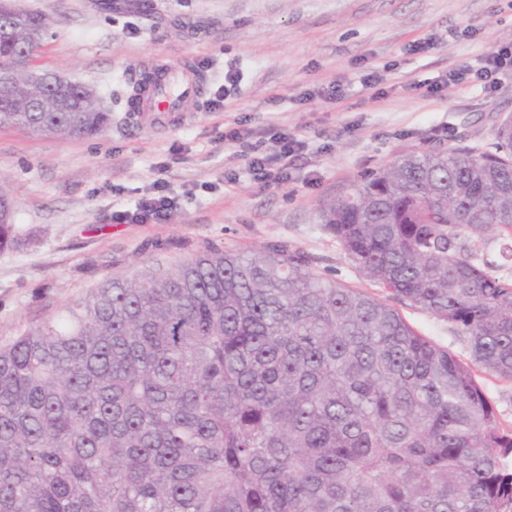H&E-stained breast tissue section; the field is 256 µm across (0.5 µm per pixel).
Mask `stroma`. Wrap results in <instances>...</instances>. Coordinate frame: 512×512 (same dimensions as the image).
<instances>
[{
	"instance_id": "obj_1",
	"label": "stroma",
	"mask_w": 512,
	"mask_h": 512,
	"mask_svg": "<svg viewBox=\"0 0 512 512\" xmlns=\"http://www.w3.org/2000/svg\"><path fill=\"white\" fill-rule=\"evenodd\" d=\"M50 19L37 62L89 85L112 114L74 139L0 127V187L14 202L16 243L0 250V346L84 296L106 276L171 267L217 246L303 253L313 272L383 300L320 218L326 203L407 149H491L512 115V73L493 93L424 86L512 43V0H13ZM188 64L206 85L178 126L130 111L131 75ZM379 70L373 91L360 83ZM340 86L333 102L324 88ZM228 90L223 109L212 102ZM239 141H229L232 132ZM301 142L266 180L250 157ZM164 187L162 224H116ZM420 334L459 358L447 322L404 303Z\"/></svg>"
}]
</instances>
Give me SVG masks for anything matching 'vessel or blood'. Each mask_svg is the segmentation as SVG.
<instances>
[{
    "label": "vessel or blood",
    "instance_id": "b4317fda",
    "mask_svg": "<svg viewBox=\"0 0 512 512\" xmlns=\"http://www.w3.org/2000/svg\"><path fill=\"white\" fill-rule=\"evenodd\" d=\"M204 93V82L190 66L165 65L141 87L137 109L162 123L170 115L192 111Z\"/></svg>",
    "mask_w": 512,
    "mask_h": 512
}]
</instances>
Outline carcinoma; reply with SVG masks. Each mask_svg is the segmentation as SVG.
<instances>
[{"label":"carcinoma","instance_id":"cac0c4a2","mask_svg":"<svg viewBox=\"0 0 512 512\" xmlns=\"http://www.w3.org/2000/svg\"><path fill=\"white\" fill-rule=\"evenodd\" d=\"M43 13L15 11L0 69ZM34 66L0 126L110 123L35 112ZM495 150H408L321 209L347 258L450 324L468 361L286 248L215 246L106 277L0 347V512H512V430L475 378L512 382V278L470 248L512 239V116ZM0 189V250L14 244Z\"/></svg>","mask_w":512,"mask_h":512}]
</instances>
